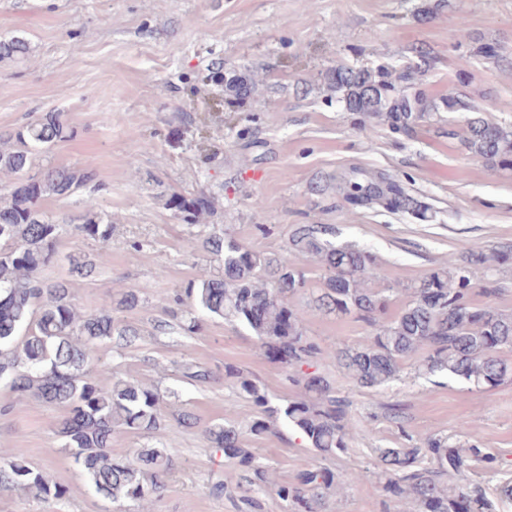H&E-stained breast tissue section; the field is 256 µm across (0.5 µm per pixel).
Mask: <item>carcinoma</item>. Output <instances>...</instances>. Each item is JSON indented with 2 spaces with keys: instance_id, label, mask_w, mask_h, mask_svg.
Wrapping results in <instances>:
<instances>
[{
  "instance_id": "1",
  "label": "carcinoma",
  "mask_w": 512,
  "mask_h": 512,
  "mask_svg": "<svg viewBox=\"0 0 512 512\" xmlns=\"http://www.w3.org/2000/svg\"><path fill=\"white\" fill-rule=\"evenodd\" d=\"M29 52L24 39L0 38V61L23 58ZM439 62L433 51L415 46L398 66L338 63L326 69L324 85L345 111L359 115L365 125H385L408 135L433 117L446 120L448 137L460 139L471 157L512 170V123L491 120L463 93L432 99L423 89L424 77ZM224 85L238 99L254 91L241 75L226 78ZM457 114L464 115L460 132L454 127ZM71 135L60 113L46 112L0 137V180L5 181V193L0 194V381L19 396L63 409L56 434L96 493L150 512L175 471L174 455L165 448H138L117 458L112 455V438L121 432L151 434L170 420L191 427L196 418L184 409L165 413L163 396L152 387L118 379L103 389L91 374L102 345L123 348L139 339V330L117 313L140 306V289L121 286L96 311L84 313L73 303L68 282L47 284L38 276L53 257L59 231L43 211L42 201L68 196L97 176L90 163L28 175L36 153ZM312 191L355 209L401 213L422 222L432 218L431 205L383 169L353 166L315 183ZM168 206L175 218L196 224L214 210V197L205 190L193 196L174 194ZM94 208L90 204V217L75 230L105 244L112 237V225ZM334 238L332 224H298L289 236V248L308 256L322 271L319 287L310 290L305 268L253 250L226 225L202 242L219 273L203 266L185 288L203 316L248 329L262 354L296 388L295 398L277 402L256 377L236 365H224V382L258 408L248 421L202 429L207 446L237 467L239 495H232L224 478L212 482L209 490L230 497L238 512H262V497L270 490L268 467L244 437L259 440L275 435L282 422L297 430L307 447L324 460L348 449L353 435L350 402L319 372L320 362L328 357L355 385L374 391L401 379L406 362L420 351L424 356L415 367L418 377L446 374L479 389L512 380V363L502 357L512 351V312L489 301L479 305L471 300V275L479 269L489 273L480 293L488 298L501 294L502 281L491 271L512 259V245L491 250L473 245L459 265L433 270L411 284L378 288L375 256L354 245H338ZM96 268L97 263L83 255L69 257L73 276L88 279ZM306 291L319 314L352 316L363 322L369 328L364 342L353 347L336 341L322 346L308 336L304 318L293 305V299ZM399 294L407 301L392 315L390 304ZM181 375L193 385L216 381L212 370L193 363L182 365ZM477 464L497 472L492 455L436 434L421 444L377 449L371 470L349 472L316 465L277 486L275 492L287 512H325L333 494L377 476L383 479L389 500L408 501L414 512H508L512 480L489 492L470 480ZM0 483L36 498L60 499L65 494L44 472L31 467L20 449L0 462Z\"/></svg>"
}]
</instances>
